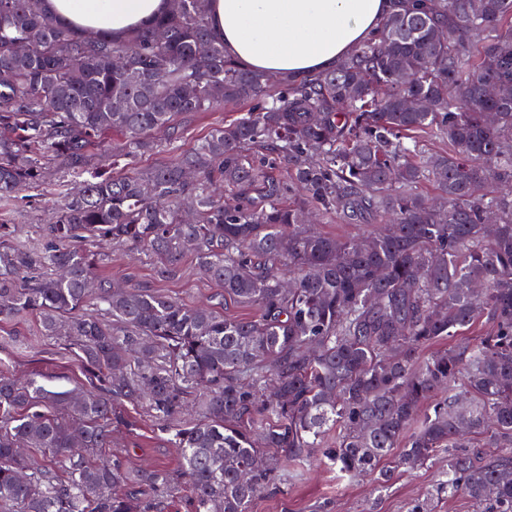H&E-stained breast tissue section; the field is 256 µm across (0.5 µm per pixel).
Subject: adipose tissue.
I'll use <instances>...</instances> for the list:
<instances>
[{
  "label": "adipose tissue",
  "mask_w": 512,
  "mask_h": 512,
  "mask_svg": "<svg viewBox=\"0 0 512 512\" xmlns=\"http://www.w3.org/2000/svg\"><path fill=\"white\" fill-rule=\"evenodd\" d=\"M167 0H48L80 28L118 35L165 10ZM389 0H211L210 22L245 68L275 75L333 68L379 25Z\"/></svg>",
  "instance_id": "adipose-tissue-1"
}]
</instances>
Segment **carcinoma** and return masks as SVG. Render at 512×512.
<instances>
[{"label": "carcinoma", "mask_w": 512, "mask_h": 512, "mask_svg": "<svg viewBox=\"0 0 512 512\" xmlns=\"http://www.w3.org/2000/svg\"><path fill=\"white\" fill-rule=\"evenodd\" d=\"M209 2L173 0L116 38L45 0H0L1 206L51 167L151 151L158 129L171 152L63 185L36 245L0 224V316L73 339L86 378L53 392L0 377V512H165L177 493L190 512H250L291 464L384 488L441 454L429 497L512 512V195L488 189L512 185V0H392L334 69L275 76L226 52ZM242 99L255 110L177 152V120ZM422 137L451 150L426 156ZM312 209L385 228L323 236ZM107 243L169 279L192 253L257 315L115 288ZM481 314L490 333L422 354ZM128 405L161 424L181 472L98 459Z\"/></svg>", "instance_id": "obj_1"}]
</instances>
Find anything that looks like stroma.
Wrapping results in <instances>:
<instances>
[{
    "label": "stroma",
    "instance_id": "1",
    "mask_svg": "<svg viewBox=\"0 0 512 512\" xmlns=\"http://www.w3.org/2000/svg\"><path fill=\"white\" fill-rule=\"evenodd\" d=\"M250 103L226 104L211 112L192 116L179 150H190L197 140L224 121L249 112ZM54 186L32 191L28 201L12 211L0 214V219L12 224L16 235L39 239L48 223ZM157 261L147 255L130 254L127 248L112 249V262L102 267L103 276L113 282L152 291L194 305L207 300L216 301L219 287L201 275L193 258H186L181 278L161 279ZM220 312L239 318H250L254 307L233 301L219 302ZM0 366L7 367L11 376L34 379L50 391H68L83 387L85 377L74 350L65 349L61 340L42 336L34 317H0ZM128 426L112 434V449L127 468L151 469L163 467L178 470L180 461L176 448L147 410L130 407L126 410ZM448 467L447 458L394 476L388 487L379 489L362 478L337 480L335 472L319 465L305 467L301 476L286 479L278 489L255 499L251 512H408L415 500L435 487Z\"/></svg>",
    "mask_w": 512,
    "mask_h": 512
}]
</instances>
